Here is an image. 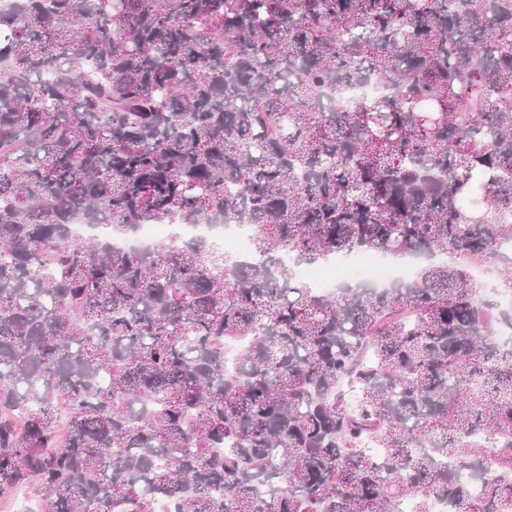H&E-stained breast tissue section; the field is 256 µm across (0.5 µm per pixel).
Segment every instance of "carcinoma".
I'll return each mask as SVG.
<instances>
[{"mask_svg":"<svg viewBox=\"0 0 512 512\" xmlns=\"http://www.w3.org/2000/svg\"><path fill=\"white\" fill-rule=\"evenodd\" d=\"M220 220L252 260L72 235ZM358 251L452 259L298 280ZM511 264L512 0H0V497L512 512Z\"/></svg>","mask_w":512,"mask_h":512,"instance_id":"carcinoma-1","label":"carcinoma"}]
</instances>
